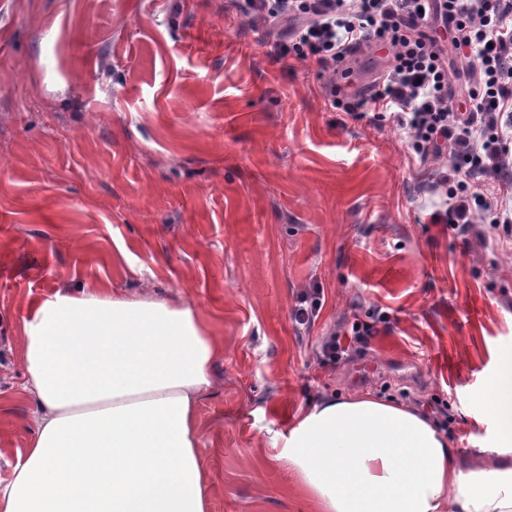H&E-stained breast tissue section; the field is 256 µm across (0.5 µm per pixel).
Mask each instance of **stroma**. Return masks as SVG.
Listing matches in <instances>:
<instances>
[{
  "label": "stroma",
  "instance_id": "stroma-1",
  "mask_svg": "<svg viewBox=\"0 0 512 512\" xmlns=\"http://www.w3.org/2000/svg\"><path fill=\"white\" fill-rule=\"evenodd\" d=\"M227 0H0V479L28 448L20 319L61 284L151 281L224 339L198 407L210 512H317L274 459L320 399L434 415L485 457L482 393L512 355V247L465 239L392 117L332 108ZM320 291L309 327L292 318ZM366 351L324 361L343 324Z\"/></svg>",
  "mask_w": 512,
  "mask_h": 512
}]
</instances>
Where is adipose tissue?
<instances>
[{
  "label": "adipose tissue",
  "mask_w": 512,
  "mask_h": 512,
  "mask_svg": "<svg viewBox=\"0 0 512 512\" xmlns=\"http://www.w3.org/2000/svg\"><path fill=\"white\" fill-rule=\"evenodd\" d=\"M37 412L0 512H208L197 407L224 341L193 305L61 287L23 317ZM490 455L433 417L373 395L329 398L274 438L320 512H512V363L487 386Z\"/></svg>",
  "instance_id": "adipose-tissue-1"
}]
</instances>
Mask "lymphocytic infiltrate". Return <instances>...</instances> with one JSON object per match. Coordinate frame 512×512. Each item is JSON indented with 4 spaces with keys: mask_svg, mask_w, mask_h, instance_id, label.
Masks as SVG:
<instances>
[{
    "mask_svg": "<svg viewBox=\"0 0 512 512\" xmlns=\"http://www.w3.org/2000/svg\"><path fill=\"white\" fill-rule=\"evenodd\" d=\"M245 12L289 21L273 38L275 58L323 72L387 48L372 94L330 86L333 108L376 121L393 113L419 163L449 156L450 170L425 185L440 199L431 223L512 243V0H246Z\"/></svg>",
    "mask_w": 512,
    "mask_h": 512,
    "instance_id": "obj_1",
    "label": "lymphocytic infiltrate"
}]
</instances>
